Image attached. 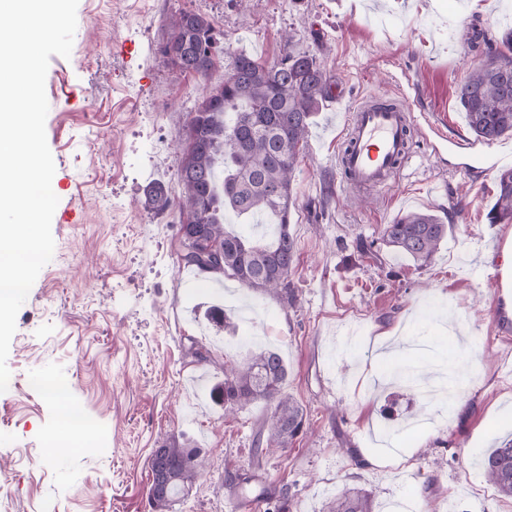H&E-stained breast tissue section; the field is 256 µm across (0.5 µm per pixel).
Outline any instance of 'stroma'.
<instances>
[{
	"label": "stroma",
	"mask_w": 512,
	"mask_h": 512,
	"mask_svg": "<svg viewBox=\"0 0 512 512\" xmlns=\"http://www.w3.org/2000/svg\"><path fill=\"white\" fill-rule=\"evenodd\" d=\"M184 10L209 17L232 51L269 63L311 52L330 76L292 180L295 306L184 267L178 217L147 200L157 183L179 194L189 112L228 65L218 56L206 78L172 69L160 47ZM474 28L495 40L512 31V0H79L71 55L51 56L45 82L55 248L10 344L0 512H151L148 459L173 436L205 464L175 512H268L239 498L243 474L288 487L289 512H323L351 488L370 492L376 512L403 497L412 512H512L476 465L512 437V321L501 313L512 274L499 264L512 224L487 218L512 136L469 148L457 90L483 56L467 43ZM377 95L412 115L411 157L386 194L350 187L336 167L346 110ZM437 124L460 145L440 140ZM409 211L453 222L424 268L380 243ZM213 305L235 330L214 329ZM384 331L414 342L426 374L464 366L461 406L368 380ZM266 347L286 361L284 391L306 418L257 468L252 427L266 406L228 415L209 389L225 360ZM54 378L95 426L91 446L61 438L58 407L38 386Z\"/></svg>",
	"instance_id": "obj_1"
}]
</instances>
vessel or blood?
Here are the masks:
<instances>
[{
  "mask_svg": "<svg viewBox=\"0 0 512 512\" xmlns=\"http://www.w3.org/2000/svg\"><path fill=\"white\" fill-rule=\"evenodd\" d=\"M347 144L338 166L351 185L389 189V175L407 154L410 115L406 107L385 101L355 108L346 119Z\"/></svg>",
  "mask_w": 512,
  "mask_h": 512,
  "instance_id": "b4317fda",
  "label": "vessel or blood"
}]
</instances>
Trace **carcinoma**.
Returning a JSON list of instances; mask_svg holds the SVG:
<instances>
[{"mask_svg":"<svg viewBox=\"0 0 512 512\" xmlns=\"http://www.w3.org/2000/svg\"><path fill=\"white\" fill-rule=\"evenodd\" d=\"M214 26L205 16H175L164 46L175 50L170 64L181 72L207 75L215 64ZM484 58L459 88L468 125L477 139L493 143L512 136V33L487 40ZM230 62L224 79L210 87L186 125L188 149L178 179L181 194L162 186L149 194L159 211H177L190 219L178 243L180 261L198 271L229 275L248 288L268 293L285 307L296 301L289 274L296 256L288 232L295 208L291 181L315 112L329 96L324 64L314 53L289 52L263 69L264 63L225 51ZM492 224L512 223V168L496 177ZM239 217L264 215L277 227L270 241H256L225 228V212ZM448 225L430 212H408L385 225L383 245L423 267L430 263ZM224 256V263L218 262ZM288 368L281 355L262 349L244 366L224 365V379L210 390L214 402L231 414L256 402L270 414L254 433L251 445L258 460L266 452L286 448L303 430L301 405L284 394ZM170 471L166 492L148 494L152 512H172L189 494L203 466L200 450L173 436L163 444ZM499 493L512 498V439L476 461ZM325 512H374L371 496L360 490L329 502Z\"/></svg>","mask_w":512,"mask_h":512,"instance_id":"1","label":"carcinoma"}]
</instances>
